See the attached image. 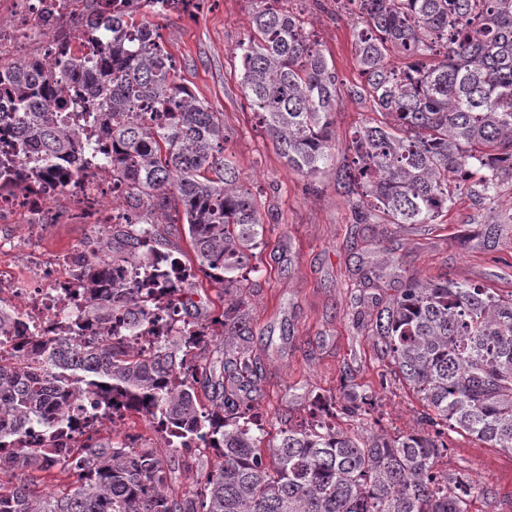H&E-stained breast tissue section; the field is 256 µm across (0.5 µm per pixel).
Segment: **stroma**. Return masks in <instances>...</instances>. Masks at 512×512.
Returning <instances> with one entry per match:
<instances>
[{
    "mask_svg": "<svg viewBox=\"0 0 512 512\" xmlns=\"http://www.w3.org/2000/svg\"><path fill=\"white\" fill-rule=\"evenodd\" d=\"M253 0H191L152 16L180 76L222 113L228 152L252 192L265 241L251 263L259 269L249 292L254 372L226 377L249 401L268 437L336 411L344 386L376 399L372 434L420 428L426 408L394 374L386 355L360 325L362 313L398 296L409 276L453 281L512 295V180L494 196L462 186L448 212L432 224H378L357 214L336 188V170L315 179L288 169L267 138L240 86L239 42L251 31ZM279 9L311 28L346 83L359 80L353 17L336 0H279ZM374 117L369 102L340 95L333 114L337 149ZM106 224H0V272L22 288L36 284L24 247L60 260L105 237ZM396 264L375 285L366 273L382 254ZM449 475L487 488L474 512H512V454L451 430L441 435Z\"/></svg>",
    "mask_w": 512,
    "mask_h": 512,
    "instance_id": "obj_1",
    "label": "stroma"
}]
</instances>
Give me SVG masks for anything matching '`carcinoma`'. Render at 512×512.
I'll return each instance as SVG.
<instances>
[{"mask_svg":"<svg viewBox=\"0 0 512 512\" xmlns=\"http://www.w3.org/2000/svg\"><path fill=\"white\" fill-rule=\"evenodd\" d=\"M88 2L77 16L85 53L43 69L26 57L8 67L12 110L0 123L40 148L38 163L78 174L89 164L75 156L82 127L60 125L55 113L66 88L87 84L104 107L85 125L109 142L88 155L106 160L135 205L75 269L74 332L24 336L20 354L0 357V475L23 476L0 485V512H470L488 490L442 470L441 432L366 434L367 394L347 390L332 419L288 425L272 443L251 407L224 390V375L209 372L212 405L201 404V352L249 335L247 289L258 272L250 260L265 244L264 224L226 154L222 113L182 82L158 28L140 16L143 5L166 11L168 0ZM278 2L260 0L236 54L243 93L288 168L316 178L335 162L331 115L345 90L380 116L353 132V156L336 169L365 217L432 224L453 205L450 185L471 170L485 198L512 178V0H348L360 76L349 86ZM161 218L187 226L194 265L169 306L170 335L146 348L130 329L156 319L154 298L112 270L147 263L146 240L159 252L170 246ZM198 272L227 296L209 323L190 296ZM369 332L434 413L430 425L512 453V298L411 277ZM117 399L161 422L165 451L128 436L72 441L75 420L109 421ZM341 415L356 429L340 428ZM33 427L38 448L28 443ZM198 439L221 462L178 493L172 459ZM53 469L75 477L71 488L37 494L27 476Z\"/></svg>","mask_w":512,"mask_h":512,"instance_id":"1","label":"carcinoma"}]
</instances>
